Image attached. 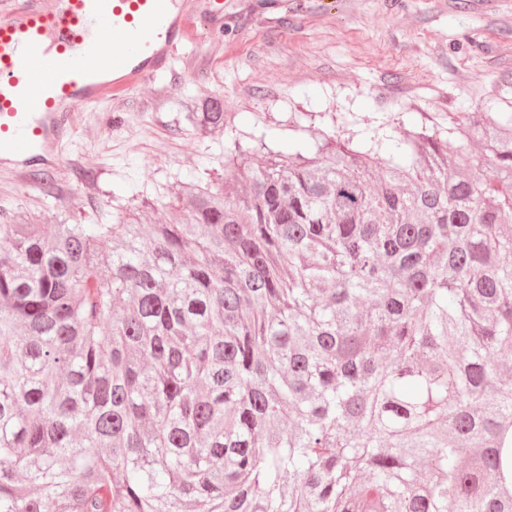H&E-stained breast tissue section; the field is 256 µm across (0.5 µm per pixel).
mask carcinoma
<instances>
[{
    "mask_svg": "<svg viewBox=\"0 0 512 512\" xmlns=\"http://www.w3.org/2000/svg\"><path fill=\"white\" fill-rule=\"evenodd\" d=\"M307 132L0 224V512H512V114Z\"/></svg>",
    "mask_w": 512,
    "mask_h": 512,
    "instance_id": "carcinoma-1",
    "label": "carcinoma"
}]
</instances>
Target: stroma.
I'll list each match as a JSON object with an SVG mask.
<instances>
[{"label": "stroma", "instance_id": "obj_1", "mask_svg": "<svg viewBox=\"0 0 512 512\" xmlns=\"http://www.w3.org/2000/svg\"><path fill=\"white\" fill-rule=\"evenodd\" d=\"M195 37L161 79L112 103L73 107L78 124L58 167L30 186L0 161V207L31 221L66 209L111 217L126 187L175 197L193 177L224 176V148L280 141L313 124L337 130L447 126L489 104L512 113V0H191ZM224 101V129L194 133L196 97Z\"/></svg>", "mask_w": 512, "mask_h": 512}]
</instances>
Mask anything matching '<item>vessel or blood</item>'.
Listing matches in <instances>:
<instances>
[{"mask_svg":"<svg viewBox=\"0 0 512 512\" xmlns=\"http://www.w3.org/2000/svg\"><path fill=\"white\" fill-rule=\"evenodd\" d=\"M190 36L186 0H12L0 13V155L56 151L71 106L157 79Z\"/></svg>","mask_w":512,"mask_h":512,"instance_id":"b4317fda","label":"vessel or blood"}]
</instances>
